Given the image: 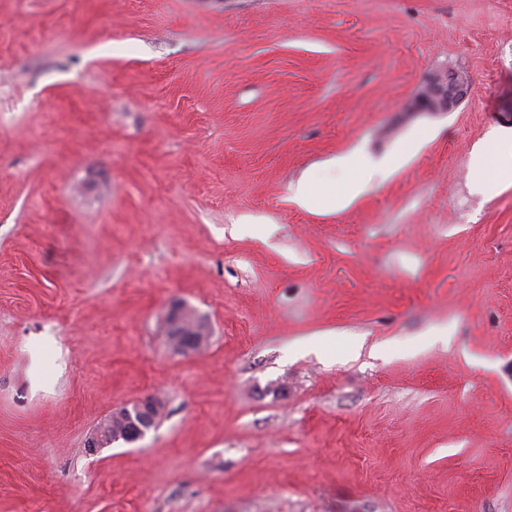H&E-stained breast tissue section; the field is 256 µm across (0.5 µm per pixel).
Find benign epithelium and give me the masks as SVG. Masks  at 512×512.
Here are the masks:
<instances>
[{"mask_svg": "<svg viewBox=\"0 0 512 512\" xmlns=\"http://www.w3.org/2000/svg\"><path fill=\"white\" fill-rule=\"evenodd\" d=\"M470 95L467 76L459 71L438 70L429 74L423 89L416 97L413 112H449ZM194 311L182 303H174L166 314V335L180 339L184 336L182 327L185 318ZM163 404L152 398L141 399L112 411L104 418L86 439L84 448L89 454L99 453L109 442L124 437L135 442L144 437L143 423L156 422Z\"/></svg>", "mask_w": 512, "mask_h": 512, "instance_id": "1", "label": "benign epithelium"}]
</instances>
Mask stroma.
<instances>
[{
    "instance_id": "obj_1",
    "label": "stroma",
    "mask_w": 512,
    "mask_h": 512,
    "mask_svg": "<svg viewBox=\"0 0 512 512\" xmlns=\"http://www.w3.org/2000/svg\"><path fill=\"white\" fill-rule=\"evenodd\" d=\"M440 69L470 97L410 111ZM492 131L512 0H0V512H512ZM353 151L398 165L332 208ZM509 140L493 134L478 147L473 159V184L480 190L512 182V153L504 143ZM194 315L200 322L204 323V321L198 317L193 310L182 303H174L169 308L166 314V335L170 339V337L182 339V336L185 341L186 346L184 349L187 352H193L190 347L193 345L191 342L187 340V338H192L194 336H184L185 332L181 329L184 326L185 318ZM205 324V323H204ZM186 351H177L179 353H185ZM163 408L159 400L147 398L113 410L86 439V452L92 455L99 453L108 445L112 436V443L119 441L122 435L129 442L140 440L146 433L142 424L146 421L156 423L157 414ZM157 423L151 429H155Z\"/></svg>"
}]
</instances>
